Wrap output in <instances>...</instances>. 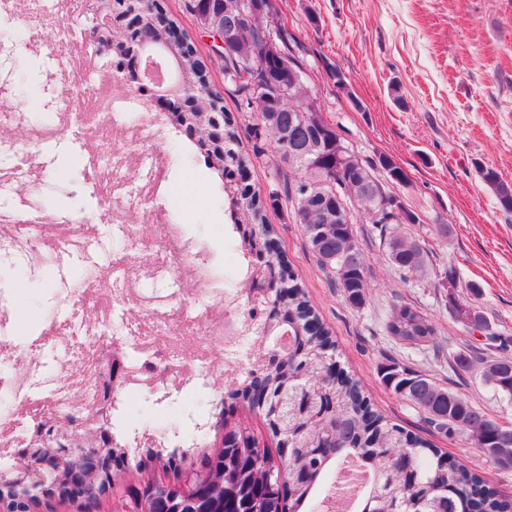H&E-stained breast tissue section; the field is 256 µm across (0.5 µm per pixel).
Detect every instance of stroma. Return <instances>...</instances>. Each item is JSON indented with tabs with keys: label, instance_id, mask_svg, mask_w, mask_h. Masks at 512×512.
Segmentation results:
<instances>
[{
	"label": "stroma",
	"instance_id": "obj_1",
	"mask_svg": "<svg viewBox=\"0 0 512 512\" xmlns=\"http://www.w3.org/2000/svg\"><path fill=\"white\" fill-rule=\"evenodd\" d=\"M160 3L195 47L210 87L238 124L239 147L253 160L248 182L264 197L266 221L328 325L340 362L361 379L391 422L432 439L457 463L487 472L512 498V473L490 469L462 441L435 435L379 376L385 364L399 363L476 395L489 416L512 424V404L483 385L477 372L457 370L453 363L460 353L512 358V212L502 210L476 171L484 165L512 183V0H272L273 21L285 30L324 117L360 159L376 164L387 157L408 176L394 191L419 218L407 230L420 239L425 264L413 277L402 278L386 257L379 229L367 223L363 206L353 205L357 240L369 265V290L360 305L351 304L323 271L290 205L269 202L270 192L283 190V174L266 138L255 136L253 115L225 78L224 61L211 38L199 30L185 0ZM96 6V0H86L79 15L66 19L58 0H35L40 22L32 28L21 14L0 12V213L54 217L61 234L79 223L94 228L81 246L64 251L43 245L27 256L0 250V295L13 297L17 282L25 281L35 311L28 327L15 321L0 332L21 351L39 336L44 315L75 319L71 292L81 272L113 265L127 254L123 229L129 211L163 212L168 223L182 226L187 244L212 266L218 287L235 285L231 265L237 243L227 229L232 218L224 181L205 166L171 113H164L155 128L142 123L135 110L108 112L109 130H140L142 173H149L160 150L171 182L168 193L149 199L118 187L123 211L117 215L106 205L96 174L81 163L99 150L101 138L75 123L59 132L52 146L30 140L32 132L71 111L73 99L62 94V85L88 93L95 89L94 76L73 77L65 65L57 29H67L69 43L89 48ZM21 41L27 47L23 55L16 51ZM335 69L342 81L332 77ZM31 88L37 96L33 107L27 104ZM22 182L29 191L18 192ZM195 182L204 185V197L193 194ZM442 224L450 225V234L439 232ZM451 266L457 270L458 294H477L487 333H469L449 308L444 272ZM404 304L432 321L431 342L413 346L389 335L392 309ZM220 401L226 408L225 430L248 429L275 449L263 416L245 400L222 399L201 384L163 406L150 393L132 395L122 424L130 431L184 435L187 415L213 419Z\"/></svg>",
	"mask_w": 512,
	"mask_h": 512
}]
</instances>
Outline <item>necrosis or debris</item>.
<instances>
[{"instance_id": "necrosis-or-debris-1", "label": "necrosis or debris", "mask_w": 512, "mask_h": 512, "mask_svg": "<svg viewBox=\"0 0 512 512\" xmlns=\"http://www.w3.org/2000/svg\"><path fill=\"white\" fill-rule=\"evenodd\" d=\"M148 217L155 224L151 236L133 232L128 238L136 278L116 267L111 281L97 283L78 297L79 302L90 303L93 318L107 319L124 308L134 309L136 318L119 323L109 336H72L54 321L45 330V340L66 345L81 373L66 372L54 379L46 394L34 395L39 363L0 339V403L9 406L0 415V463L26 448L38 421L64 414L78 419L96 412L98 395L92 383L104 356H112L120 367L113 381V395L120 403L136 391H153L176 381L186 386L202 382L214 371L229 368L240 374L247 368L251 332L260 322V312L237 290L214 287L208 267L189 250L180 226L166 223L156 211ZM162 270L175 279L190 277L193 289L164 296L141 293L139 281ZM190 332L199 344L189 352L181 338Z\"/></svg>"}]
</instances>
